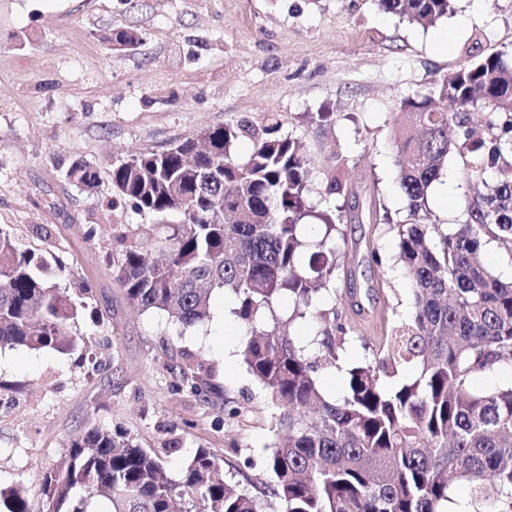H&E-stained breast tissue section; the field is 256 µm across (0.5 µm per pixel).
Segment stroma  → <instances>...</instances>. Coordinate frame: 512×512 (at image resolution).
<instances>
[{
  "label": "stroma",
  "instance_id": "obj_1",
  "mask_svg": "<svg viewBox=\"0 0 512 512\" xmlns=\"http://www.w3.org/2000/svg\"><path fill=\"white\" fill-rule=\"evenodd\" d=\"M470 14V22L456 19ZM141 36L114 50V31ZM512 55V0H451L421 26L377 0H0V229L17 246L53 254L55 280L88 288L70 354L0 351V490L27 488L46 512L41 475L59 466L90 427L118 430L180 476L198 449L253 494L272 481L265 457L276 421L240 353L234 297L214 293L210 316L185 327L140 311L112 265L121 234L162 235L151 218L114 207L115 161L162 151L227 119L276 112L311 157L309 204L342 208L336 305L354 328L337 366L320 371L324 396L344 391L346 365L364 361L377 319L410 311V281L387 227L406 220L393 145L408 94L495 53ZM346 157L349 192L325 198L321 182ZM81 159L100 174L87 190L65 172ZM455 179L442 204L439 190ZM476 189L449 154L429 195L430 221L461 223ZM381 263H373L371 251ZM357 296L363 314L349 310ZM242 406L231 416L227 401Z\"/></svg>",
  "mask_w": 512,
  "mask_h": 512
}]
</instances>
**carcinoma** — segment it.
Wrapping results in <instances>:
<instances>
[{
    "instance_id": "carcinoma-1",
    "label": "carcinoma",
    "mask_w": 512,
    "mask_h": 512,
    "mask_svg": "<svg viewBox=\"0 0 512 512\" xmlns=\"http://www.w3.org/2000/svg\"><path fill=\"white\" fill-rule=\"evenodd\" d=\"M378 3L421 25L449 9V0ZM106 40L140 43L126 30ZM283 126L278 113L231 119L112 164V204L180 217L155 240L161 259L149 260L137 242L125 246L115 274L127 298L190 327L209 317L213 292L235 295L244 361L285 431L265 459L282 512H442L458 481L470 487L473 512H512V385H472L512 362V282L484 261L490 239L512 251V61L490 55L401 101L394 145L408 219L388 230L411 281L413 311L399 321L381 315L371 359L347 369L345 391L332 401L318 372L336 363L354 332L336 307L320 302V291L335 282L342 215L320 213L321 239L305 247L309 160ZM242 139L251 149L240 159ZM451 152L469 179L484 182L489 174L493 186L462 223L443 231L422 219ZM344 167L324 174V194H346ZM67 177L87 189L99 180L83 160ZM55 264L48 252L19 250L0 230V348L69 354L81 346L72 327L87 288L60 287ZM285 298L286 316L278 312ZM306 318L317 327L318 352L291 335L290 324ZM408 368L413 376L385 387L384 378ZM40 492L47 512H95L98 497L111 512H173L178 500L186 512H261L258 498L227 477L211 452L198 450L175 479L124 434L96 426L71 443L64 465L43 473ZM0 505L29 512L27 492L12 489Z\"/></svg>"
}]
</instances>
